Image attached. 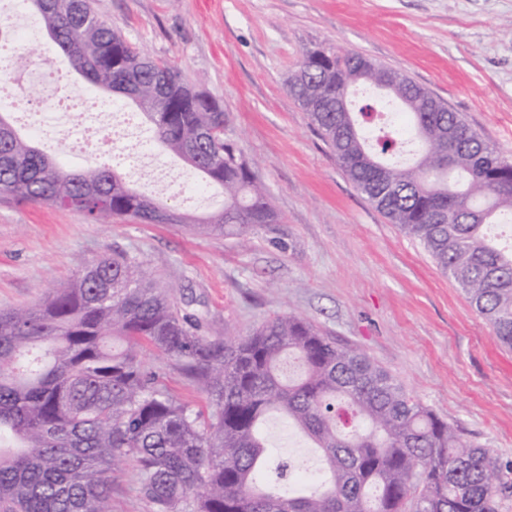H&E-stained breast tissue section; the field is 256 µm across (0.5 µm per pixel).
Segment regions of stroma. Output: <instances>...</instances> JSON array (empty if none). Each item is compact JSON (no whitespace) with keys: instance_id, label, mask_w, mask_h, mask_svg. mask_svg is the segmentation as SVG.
<instances>
[{"instance_id":"obj_1","label":"stroma","mask_w":512,"mask_h":512,"mask_svg":"<svg viewBox=\"0 0 512 512\" xmlns=\"http://www.w3.org/2000/svg\"><path fill=\"white\" fill-rule=\"evenodd\" d=\"M113 30L168 61L229 115L227 130L280 216L247 241L202 236L181 224L114 217L89 223L56 205L0 200V310L43 301L97 257L121 252L192 300L210 339H240L277 315L306 318L365 353L467 443L512 465V349L418 243L354 187L287 80L305 50L360 53L399 71L459 112L512 160V0H92ZM71 167L103 162L163 206L188 215L221 210V188L187 198L195 171L161 154L130 165L124 149L76 157L67 138L37 137ZM142 358L191 409L208 399L175 360ZM268 442L320 463L311 442L278 417ZM112 512H150L137 469H112Z\"/></svg>"}]
</instances>
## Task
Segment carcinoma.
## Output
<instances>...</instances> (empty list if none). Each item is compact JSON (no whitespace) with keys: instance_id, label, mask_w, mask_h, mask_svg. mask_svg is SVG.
Here are the masks:
<instances>
[{"instance_id":"obj_1","label":"carcinoma","mask_w":512,"mask_h":512,"mask_svg":"<svg viewBox=\"0 0 512 512\" xmlns=\"http://www.w3.org/2000/svg\"><path fill=\"white\" fill-rule=\"evenodd\" d=\"M51 42L92 85L128 99L156 143L224 190V209L188 224L242 241L280 223L255 163L226 134L228 114L163 59L144 55L90 0H26ZM383 94L356 106L352 91ZM288 93L356 189L419 241L512 347V243L490 225L512 216V162L462 115L365 56L307 49ZM394 106L404 130L367 121ZM0 197L58 205L95 223L183 224L108 167L66 170L0 112ZM108 201L102 206L101 199ZM172 289L125 254L81 265L27 308L0 310V512H112V464L133 458L151 512H496L501 464L464 442L365 354L304 318L269 319L222 343ZM177 361L209 399L193 411L148 370L140 346ZM295 355L303 371L285 376ZM276 413L319 449L323 477L293 495L285 457L267 446ZM362 430L341 433L342 417Z\"/></svg>"}]
</instances>
